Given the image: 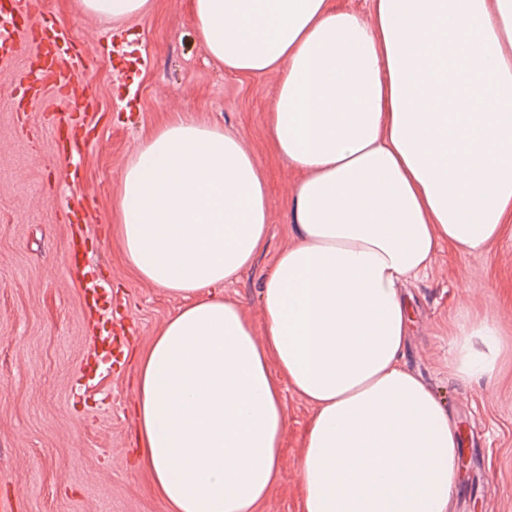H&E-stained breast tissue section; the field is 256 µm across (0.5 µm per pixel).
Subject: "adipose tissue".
Here are the masks:
<instances>
[{
	"label": "adipose tissue",
	"mask_w": 512,
	"mask_h": 512,
	"mask_svg": "<svg viewBox=\"0 0 512 512\" xmlns=\"http://www.w3.org/2000/svg\"><path fill=\"white\" fill-rule=\"evenodd\" d=\"M102 25L152 0H80ZM226 71L276 72L274 152L302 174L263 331L221 290L267 239L264 176L223 127L141 142L115 202L136 275L184 298L135 358L136 454L167 512H258L280 474L283 389L313 407L300 512H451L460 437L404 363L403 283L512 222V0H190ZM448 370L492 377L498 332L461 315Z\"/></svg>",
	"instance_id": "ef3b65f1"
}]
</instances>
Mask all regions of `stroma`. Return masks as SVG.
<instances>
[{"instance_id":"stroma-1","label":"stroma","mask_w":512,"mask_h":512,"mask_svg":"<svg viewBox=\"0 0 512 512\" xmlns=\"http://www.w3.org/2000/svg\"><path fill=\"white\" fill-rule=\"evenodd\" d=\"M190 0H154L152 13L102 29L79 0H42L36 24L65 29L87 49L94 108L74 141L84 148L65 175L42 107L0 112V500L14 512H166L147 470L131 457L134 362L180 306L140 280L114 238L120 174L163 124L190 119L240 138L267 183V242L254 265L223 288L262 326L259 292L295 233L290 207L299 171L268 137L277 77L224 71L195 34ZM106 32L95 42L98 32ZM95 147H84L85 139ZM92 257L109 312L90 313L74 244ZM412 322L407 366L443 399L462 444L454 512H512V223L479 256L443 248L429 272L403 287ZM470 313L494 322L502 353L492 379L448 372V330ZM313 409L284 392L278 484L259 512H299L301 440Z\"/></svg>"}]
</instances>
